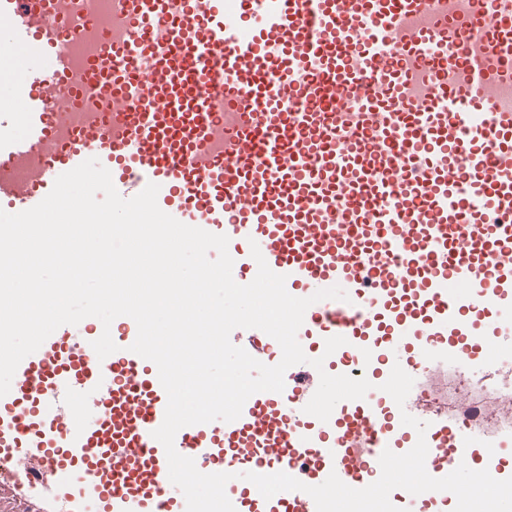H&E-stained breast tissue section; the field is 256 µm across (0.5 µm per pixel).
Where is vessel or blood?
Returning <instances> with one entry per match:
<instances>
[{"instance_id": "b4317fda", "label": "vessel or blood", "mask_w": 512, "mask_h": 512, "mask_svg": "<svg viewBox=\"0 0 512 512\" xmlns=\"http://www.w3.org/2000/svg\"><path fill=\"white\" fill-rule=\"evenodd\" d=\"M0 0V49L34 47L19 109L0 113V204L21 212L55 179L97 158L122 197L159 185V207L230 239L233 278L258 244L288 292L340 286L305 312L303 351L332 336H379L381 360L468 351L483 322H512V0ZM100 42L83 67L73 40ZM25 169L26 180L16 172ZM99 319L64 325L18 366L0 397V487L24 512H185L163 446L167 394L156 365L131 352L135 322L115 319L118 349L98 359ZM259 361L272 337L236 329ZM308 365L242 415L180 429L199 471L230 473L236 512H316L301 491L238 494L243 472L304 484L350 482L378 461L384 415L312 419ZM426 469L496 449L426 431Z\"/></svg>"}]
</instances>
